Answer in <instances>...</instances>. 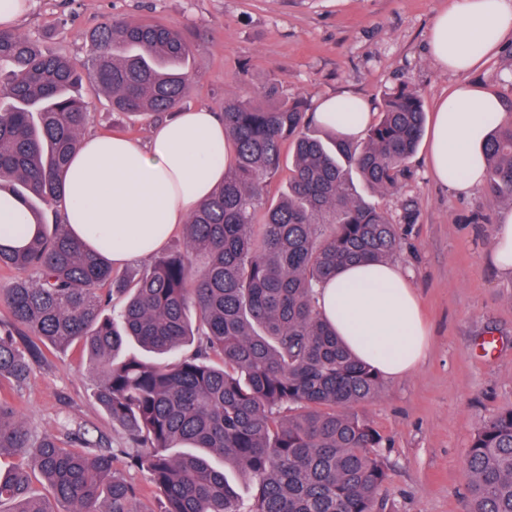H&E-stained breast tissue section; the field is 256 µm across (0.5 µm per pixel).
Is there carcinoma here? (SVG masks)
<instances>
[{
	"mask_svg": "<svg viewBox=\"0 0 512 512\" xmlns=\"http://www.w3.org/2000/svg\"><path fill=\"white\" fill-rule=\"evenodd\" d=\"M79 70L36 40L0 31V192L22 200L35 231L0 244V266L22 276L0 288V380L29 376L39 346H80L97 377L96 402L126 440L89 431L37 436L0 396V505L9 512H388L380 433L356 408L381 392L323 318L318 290L355 262L384 263L398 224L357 193L351 173L388 193L407 176L426 112L406 85L386 91L364 139L310 134L306 104L276 81L224 94L235 146L224 183L192 211L183 246L144 270L117 272L76 241L62 218L63 182L91 120L78 87L105 92L112 111L163 118L178 111L198 53L184 29L114 17L90 37ZM288 191L268 202L284 143ZM489 201L512 202V122L485 148ZM137 342L149 356L125 353ZM257 484L241 500L218 461ZM464 466L471 512H512V407L475 431ZM146 475L131 482L126 469ZM47 485L53 500L34 494ZM66 506L61 511L52 502Z\"/></svg>",
	"mask_w": 512,
	"mask_h": 512,
	"instance_id": "cac0c4a2",
	"label": "carcinoma"
}]
</instances>
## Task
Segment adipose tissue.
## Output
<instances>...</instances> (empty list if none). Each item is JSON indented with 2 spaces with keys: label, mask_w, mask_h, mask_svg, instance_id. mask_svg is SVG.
<instances>
[{
  "label": "adipose tissue",
  "mask_w": 512,
  "mask_h": 512,
  "mask_svg": "<svg viewBox=\"0 0 512 512\" xmlns=\"http://www.w3.org/2000/svg\"><path fill=\"white\" fill-rule=\"evenodd\" d=\"M512 37V0H449L429 31V52L461 79L436 107L428 165L436 183L467 195L484 185V144L507 115L472 77ZM315 120L347 140L374 116L354 95L323 97ZM234 146L218 112L198 106L159 124L144 143L122 135L83 138L64 179V218L75 238L119 268L161 251L193 208L224 180ZM20 200L0 193V244L32 233ZM319 310L360 359L390 379L417 370L429 338L417 296L394 265L357 263L327 279Z\"/></svg>",
  "instance_id": "adipose-tissue-1"
}]
</instances>
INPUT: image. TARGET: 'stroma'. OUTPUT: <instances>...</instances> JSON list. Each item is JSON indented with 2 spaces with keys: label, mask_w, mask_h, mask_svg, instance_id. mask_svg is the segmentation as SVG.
<instances>
[{
  "label": "stroma",
  "mask_w": 512,
  "mask_h": 512,
  "mask_svg": "<svg viewBox=\"0 0 512 512\" xmlns=\"http://www.w3.org/2000/svg\"><path fill=\"white\" fill-rule=\"evenodd\" d=\"M448 0H30L18 26L48 55L75 64L89 54L86 34L111 16L150 18L198 34L185 106L218 107L243 84L277 80L308 109L328 95L353 93L378 112L385 91L406 84L427 112L458 80L428 52L434 16ZM512 120V41L477 72ZM87 133L149 139L154 120L113 111L102 91L84 87ZM410 175L384 195L368 194L402 226L391 262L409 277L430 333L414 373L384 380L361 413L383 438L392 512H470L464 456L490 414L512 406V276L489 257L494 220L512 203L482 190L460 196L438 185L418 149ZM411 212H404V203ZM96 377L80 348L44 351L20 384L0 382L34 433L79 428L113 448L124 437L93 398Z\"/></svg>",
  "instance_id": "35a3bbf8"
}]
</instances>
